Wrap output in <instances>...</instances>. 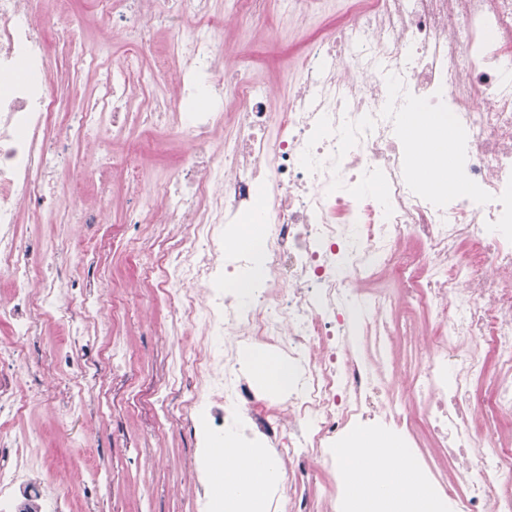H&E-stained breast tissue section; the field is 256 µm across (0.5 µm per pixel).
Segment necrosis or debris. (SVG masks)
Instances as JSON below:
<instances>
[{"instance_id": "necrosis-or-debris-1", "label": "necrosis or debris", "mask_w": 512, "mask_h": 512, "mask_svg": "<svg viewBox=\"0 0 512 512\" xmlns=\"http://www.w3.org/2000/svg\"><path fill=\"white\" fill-rule=\"evenodd\" d=\"M94 0L104 29L121 28L136 53L113 68L88 129L124 134L121 119L139 97L130 80L139 52L166 28L183 63V85L156 99L145 122L188 137L193 149L158 191L157 208L131 210L175 242L154 271L169 308L162 339L178 372L203 388L165 417L204 440L232 434L239 447L272 450L288 469L269 512H335L336 468L353 429L378 426L405 437L420 457L428 425L452 477L432 476L436 501L451 512H512V0H347L345 17L312 38L286 108L239 72L223 84L228 49L212 37L211 0H186L198 19L180 22L175 0ZM0 0V279L11 294L0 324L32 336L57 318L100 311L89 288L61 293L72 271L49 265L24 242L19 203L32 223L52 210L56 159L48 144L62 104L49 79L40 4ZM216 94L222 109L181 108L186 94ZM437 117L455 134L460 162L445 198L407 175L409 145L398 135L408 114ZM223 131L221 153L210 149ZM263 227L260 252L232 248L242 226ZM428 310L429 360L391 387L401 308ZM205 341L193 358L181 328ZM371 337V352L359 351ZM260 347L292 375L288 394L269 395L244 365ZM499 372L486 378L488 360ZM29 438L0 431V512L25 504L69 512L77 479L45 485Z\"/></svg>"}]
</instances>
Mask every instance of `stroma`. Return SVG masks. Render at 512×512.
Segmentation results:
<instances>
[{"mask_svg":"<svg viewBox=\"0 0 512 512\" xmlns=\"http://www.w3.org/2000/svg\"><path fill=\"white\" fill-rule=\"evenodd\" d=\"M90 0H70L57 15L60 28L76 29L75 40L57 41L50 77L71 114L84 112L102 88L101 73L110 59L125 55L127 43L113 33L95 65L74 70L73 60L82 45L97 41L95 28L83 25ZM343 0H325L321 14L297 24L289 20L286 0H266L268 25L250 19L238 24L235 49L256 78L272 89L273 109L287 106V93L299 76L300 45L307 35L335 19ZM145 151L140 180L126 184L112 177L110 163L85 145L73 146L72 160L60 166L52 183L54 211L42 223L24 224V238H36L55 252L58 261L76 269L74 287L92 280L103 292L112 313L109 329L98 315L85 318L84 347L68 352L63 338L67 323L44 324L41 335L22 345L26 371L15 385L24 398L21 414L12 422L0 419V428L30 437L46 449L44 476L54 481L81 471L89 488L74 512H193L190 483L197 467L209 459L195 438L162 423L159 397L175 399L168 386L170 355L156 331L165 322V308L155 285L152 266L168 244L152 225L130 226L122 221L129 200L151 205L158 187L187 148L185 140L163 127L135 123L126 134L114 137L111 160L128 148ZM91 161L95 179H80L75 162ZM85 209L104 211L101 224L70 223L73 195ZM61 380L58 396L44 394L42 380L48 369Z\"/></svg>","mask_w":512,"mask_h":512,"instance_id":"stroma-1","label":"stroma"}]
</instances>
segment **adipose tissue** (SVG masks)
<instances>
[{
	"label": "adipose tissue",
	"instance_id": "adipose-tissue-1",
	"mask_svg": "<svg viewBox=\"0 0 512 512\" xmlns=\"http://www.w3.org/2000/svg\"><path fill=\"white\" fill-rule=\"evenodd\" d=\"M407 135L415 147L420 175L429 181H447L449 167L443 154L446 136L426 143L414 116L408 119ZM218 455L224 482V497L218 502L220 512H263L267 486L276 472L271 457L229 442ZM349 465L357 512H431L429 494L420 477L409 472L395 450L377 438L362 435Z\"/></svg>",
	"mask_w": 512,
	"mask_h": 512
}]
</instances>
